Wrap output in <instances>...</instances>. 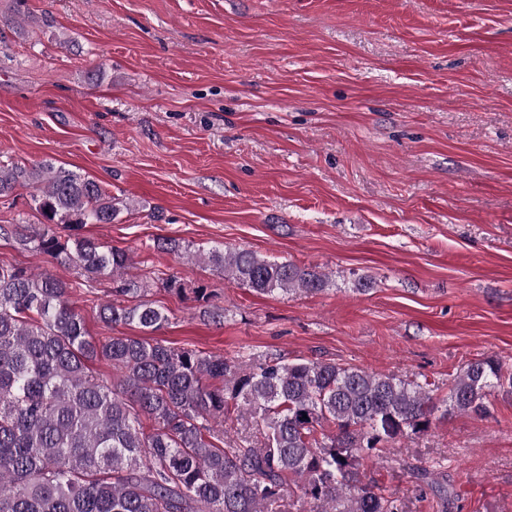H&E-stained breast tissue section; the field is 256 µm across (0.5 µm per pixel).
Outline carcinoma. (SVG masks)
<instances>
[{
	"mask_svg": "<svg viewBox=\"0 0 512 512\" xmlns=\"http://www.w3.org/2000/svg\"><path fill=\"white\" fill-rule=\"evenodd\" d=\"M27 185L43 229L0 225V237L74 271L87 288L110 278L103 324L163 328L169 316L146 300L147 283L126 276L129 254L80 235L115 220L112 195L48 161H0V196ZM154 248L259 294H316L329 282L244 248L193 251L175 238ZM70 288L50 270L0 266V512H405L367 478L365 461L429 429L428 385L334 362L243 364L145 337L96 342ZM209 299L197 290L204 317L223 320ZM99 359L112 377L91 369ZM503 388L512 392V374L499 361H471L448 385L446 412L485 415ZM244 418L261 423V447L231 437ZM291 481L298 491L287 497Z\"/></svg>",
	"mask_w": 512,
	"mask_h": 512,
	"instance_id": "cac0c4a2",
	"label": "carcinoma"
}]
</instances>
